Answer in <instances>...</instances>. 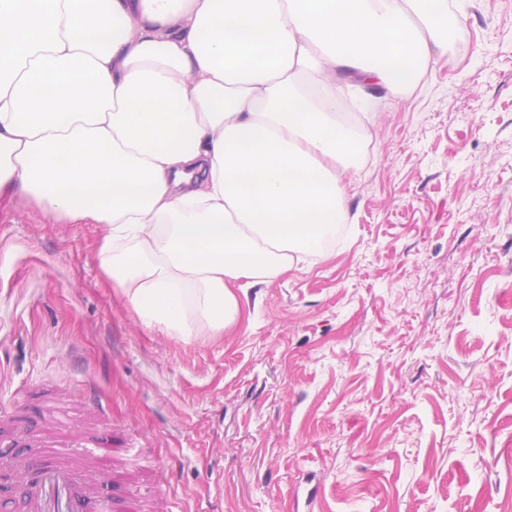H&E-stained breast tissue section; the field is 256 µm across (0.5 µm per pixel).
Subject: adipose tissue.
Wrapping results in <instances>:
<instances>
[{
  "instance_id": "ef3b65f1",
  "label": "adipose tissue",
  "mask_w": 512,
  "mask_h": 512,
  "mask_svg": "<svg viewBox=\"0 0 512 512\" xmlns=\"http://www.w3.org/2000/svg\"><path fill=\"white\" fill-rule=\"evenodd\" d=\"M448 0H0V198L98 224L100 269L189 343L348 221L374 116L445 45Z\"/></svg>"
}]
</instances>
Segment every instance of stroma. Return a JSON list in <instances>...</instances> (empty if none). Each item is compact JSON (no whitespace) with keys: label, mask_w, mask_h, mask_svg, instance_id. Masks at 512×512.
I'll use <instances>...</instances> for the list:
<instances>
[{"label":"stroma","mask_w":512,"mask_h":512,"mask_svg":"<svg viewBox=\"0 0 512 512\" xmlns=\"http://www.w3.org/2000/svg\"><path fill=\"white\" fill-rule=\"evenodd\" d=\"M376 103L332 256L238 289L224 335L143 325L102 229L0 200V482L137 448L155 512H503L512 502V0Z\"/></svg>","instance_id":"35a3bbf8"}]
</instances>
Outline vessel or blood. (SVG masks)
<instances>
[{"mask_svg": "<svg viewBox=\"0 0 512 512\" xmlns=\"http://www.w3.org/2000/svg\"><path fill=\"white\" fill-rule=\"evenodd\" d=\"M138 459L132 448L119 458L108 448H78L40 464L20 459L13 474L26 485L27 512H141L139 497L118 491L124 465Z\"/></svg>", "mask_w": 512, "mask_h": 512, "instance_id": "b4317fda", "label": "vessel or blood"}]
</instances>
